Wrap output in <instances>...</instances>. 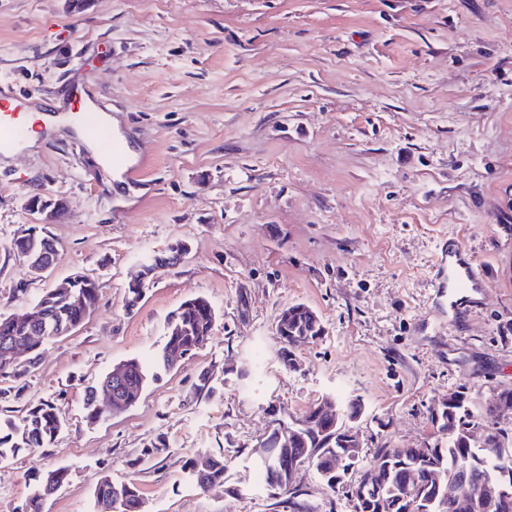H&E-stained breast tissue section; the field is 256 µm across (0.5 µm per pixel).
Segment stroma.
<instances>
[{"mask_svg": "<svg viewBox=\"0 0 512 512\" xmlns=\"http://www.w3.org/2000/svg\"><path fill=\"white\" fill-rule=\"evenodd\" d=\"M77 64L145 174L118 205L69 127L0 162V314L77 272L100 285L0 401L1 426L40 400L65 420L50 447L0 462V512L61 466L69 482L43 512H95L105 475L134 483L144 512H291L254 478L272 415L361 401L369 456L434 441L449 392L483 407L512 389V0H0V80L16 94L43 102ZM35 194L68 204L40 274L10 248L42 221ZM448 240L488 281L458 314L433 283ZM179 241L183 260L126 310L141 260ZM195 297L215 310L210 340L156 368L169 315ZM294 303L325 332L288 370L275 326ZM133 358L148 373L138 401L99 400L88 422L85 388ZM217 452L226 480L200 490L188 464ZM296 484L305 512H353L311 466Z\"/></svg>", "mask_w": 512, "mask_h": 512, "instance_id": "obj_1", "label": "stroma"}]
</instances>
